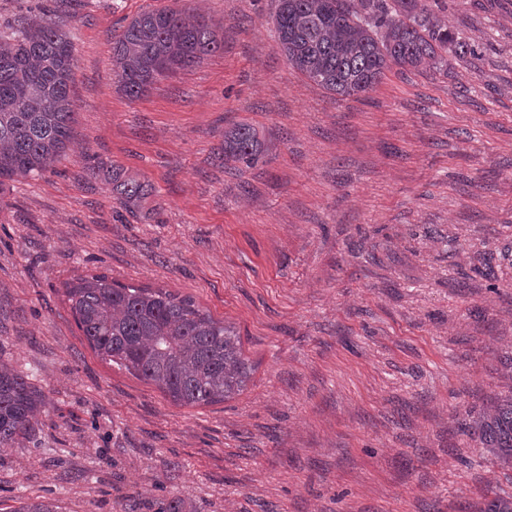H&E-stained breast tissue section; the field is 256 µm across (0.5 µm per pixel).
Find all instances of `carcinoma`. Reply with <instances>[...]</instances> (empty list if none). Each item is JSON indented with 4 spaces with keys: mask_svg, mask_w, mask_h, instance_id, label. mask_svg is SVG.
Wrapping results in <instances>:
<instances>
[{
    "mask_svg": "<svg viewBox=\"0 0 512 512\" xmlns=\"http://www.w3.org/2000/svg\"><path fill=\"white\" fill-rule=\"evenodd\" d=\"M275 35L288 63L328 93L359 98L385 70L448 68L474 47L439 19L440 0H276ZM224 50V25L195 11L145 10L112 43V66L131 99L160 79ZM74 48L52 10L20 21L0 37V191L8 181L52 172L71 139ZM264 144L254 128L224 132V161L257 162ZM152 185L112 169V196L137 209ZM75 322L103 359L155 385L173 402L201 406L240 394L250 379L237 329L188 297L116 282L105 274L66 285ZM46 396L13 365L0 361V447L31 435ZM475 435L496 462L512 468V394L471 417ZM15 512H59L29 499Z\"/></svg>",
    "mask_w": 512,
    "mask_h": 512,
    "instance_id": "1",
    "label": "carcinoma"
}]
</instances>
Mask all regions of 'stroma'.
<instances>
[{"label":"stroma","mask_w":512,"mask_h":512,"mask_svg":"<svg viewBox=\"0 0 512 512\" xmlns=\"http://www.w3.org/2000/svg\"><path fill=\"white\" fill-rule=\"evenodd\" d=\"M68 21L76 121L54 172L0 194V359L49 404L0 448V512H480L512 496L461 425L512 391V0H443L476 53L391 69L365 97L298 74L274 0H0V31ZM168 7L224 49L132 100L112 40ZM244 123L265 146L225 163ZM120 167L154 193L127 211ZM105 274L191 297L251 378L197 407L110 364L65 284Z\"/></svg>","instance_id":"stroma-1"}]
</instances>
